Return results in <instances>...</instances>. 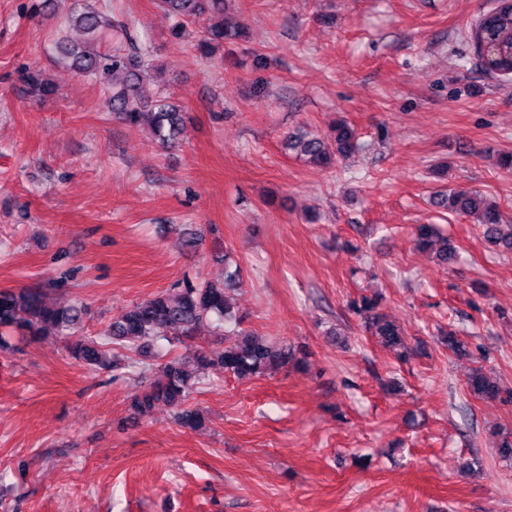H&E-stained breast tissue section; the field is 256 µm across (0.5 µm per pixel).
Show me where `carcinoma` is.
<instances>
[{
  "mask_svg": "<svg viewBox=\"0 0 512 512\" xmlns=\"http://www.w3.org/2000/svg\"><path fill=\"white\" fill-rule=\"evenodd\" d=\"M158 6L163 17L177 30L185 29L201 16L209 17L210 25L196 43L197 49L205 55L212 53L214 45L240 36V27L224 26L225 0H158ZM69 23L86 34L87 42L81 46L63 38L58 40L55 48L59 58L68 62L77 75L99 85L105 93L103 104L115 119L129 126L146 124L161 145H175L185 113L163 97L150 104L140 97V81L149 74L152 64L145 49L132 35L129 23L88 5L73 11ZM474 37L484 71L511 78L512 0H494V6L478 20ZM19 81L29 93L42 97L57 94V89L43 78L39 68L22 71ZM284 146L295 157L322 167L354 155L358 137L353 127L339 121L328 134L290 132ZM430 203L437 209L474 219L501 253H512V224L504 223L499 206L479 191L440 190ZM415 234L418 247L431 251L439 265L455 266L458 251L448 236L440 234L431 224L417 225ZM240 275V265L227 263L222 283L202 279L161 291L113 318L100 336L76 335L86 314L83 306L72 302L48 303L44 293L31 288L0 289V350L13 348L12 340L17 336L36 339L53 335L72 338L69 354L91 370L119 368L120 362L111 359L117 349L130 353L127 367L132 369L143 364V356H160L159 379L133 398L131 408L141 414L156 403L164 402L176 410L180 425L196 429L202 426L204 417L185 403L210 368L218 366L224 373L242 379L296 364L293 349L277 346L240 329L243 318L232 313L225 295V288ZM351 308L369 335L392 348L398 357L405 356V331L382 312L379 295H364L351 302ZM226 324L237 328L238 332L220 351H201L191 362L155 352V343L160 340L171 343L183 338L193 339L206 328ZM440 343L454 355L468 354L466 345L451 328L440 333ZM467 389L484 400L500 399L505 394L512 401V391H504L496 379L481 368L471 371Z\"/></svg>",
  "mask_w": 512,
  "mask_h": 512,
  "instance_id": "1",
  "label": "carcinoma"
}]
</instances>
